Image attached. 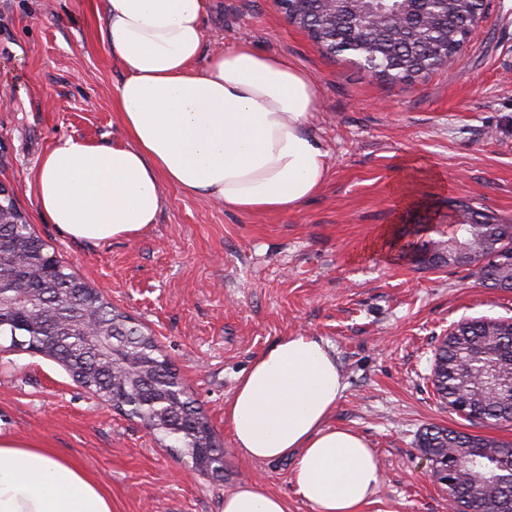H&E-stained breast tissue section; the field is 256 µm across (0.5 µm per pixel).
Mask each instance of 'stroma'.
<instances>
[{"label": "stroma", "mask_w": 512, "mask_h": 512, "mask_svg": "<svg viewBox=\"0 0 512 512\" xmlns=\"http://www.w3.org/2000/svg\"><path fill=\"white\" fill-rule=\"evenodd\" d=\"M102 23V0H0V182L70 271L154 333L223 444L224 471L192 470L138 419L4 337L0 422L82 463L115 512H224L225 495L253 479L286 498L289 512H314L290 480L293 459L246 458L224 417L257 356L308 334L329 342L344 384L329 425L360 434L379 467L362 512H448L420 430L512 440V425L474 428L441 405L434 352L459 321L512 318V292L464 268L415 266L397 245L416 224L447 238L452 198L512 222V0H487L452 71L406 83L324 55L275 0H208L204 54L245 38L316 79L313 127L329 175L298 209L275 214L228 210L166 184L148 230L87 243L40 213L28 179L58 138L125 140L114 96L126 71ZM410 160L445 180L430 208L402 209L388 194Z\"/></svg>", "instance_id": "stroma-1"}]
</instances>
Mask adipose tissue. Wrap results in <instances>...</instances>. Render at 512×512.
<instances>
[{"label": "adipose tissue", "mask_w": 512, "mask_h": 512, "mask_svg": "<svg viewBox=\"0 0 512 512\" xmlns=\"http://www.w3.org/2000/svg\"><path fill=\"white\" fill-rule=\"evenodd\" d=\"M206 0H104L101 36L126 69L116 88L124 142L63 137L33 171L40 211L72 238H134L155 223L161 185L247 213H279L326 180L311 131L318 87L287 58L237 40L203 55ZM344 385L322 339L287 336L240 377L225 408L252 460L294 458L291 480L314 512H361L380 481L365 440L327 419ZM82 465L0 427V512H112ZM224 512H288L251 481Z\"/></svg>", "instance_id": "adipose-tissue-1"}]
</instances>
